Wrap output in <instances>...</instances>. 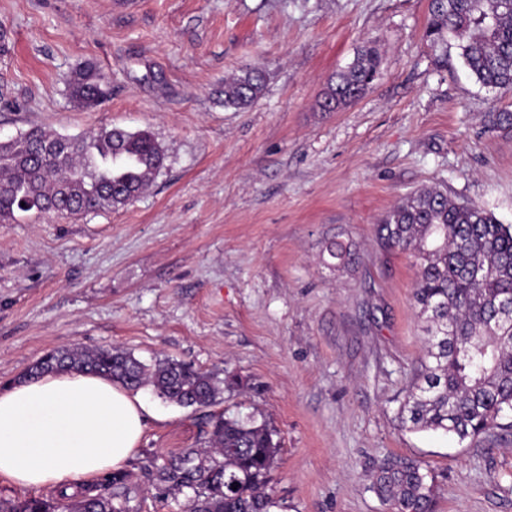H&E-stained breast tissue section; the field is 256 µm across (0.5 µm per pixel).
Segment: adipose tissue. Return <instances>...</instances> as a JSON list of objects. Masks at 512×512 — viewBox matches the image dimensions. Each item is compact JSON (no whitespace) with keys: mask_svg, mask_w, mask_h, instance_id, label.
Segmentation results:
<instances>
[{"mask_svg":"<svg viewBox=\"0 0 512 512\" xmlns=\"http://www.w3.org/2000/svg\"><path fill=\"white\" fill-rule=\"evenodd\" d=\"M149 412L123 386L61 372L0 387V477L21 488L74 493L122 469Z\"/></svg>","mask_w":512,"mask_h":512,"instance_id":"adipose-tissue-1","label":"adipose tissue"}]
</instances>
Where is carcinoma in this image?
I'll return each mask as SVG.
<instances>
[{"label":"carcinoma","instance_id":"1","mask_svg":"<svg viewBox=\"0 0 512 512\" xmlns=\"http://www.w3.org/2000/svg\"><path fill=\"white\" fill-rule=\"evenodd\" d=\"M439 50L454 40L465 66L481 85L512 87V0H430L425 32ZM371 47L328 82L319 106L335 112L361 96L378 73ZM100 71L91 64L68 80L71 100L99 104ZM264 91V74L245 66L224 79V106L244 110ZM165 154L145 130L121 127L66 138L36 128L0 145V223L18 213L112 210L150 186ZM381 246L417 259L415 301L426 323L421 368L406 391L401 417L413 430H441L460 440L494 428H512V225L485 209L457 202L437 188L417 191L391 208L377 228ZM336 265L355 261L350 245L327 246ZM89 372L128 389L150 386L184 407H211L223 399L224 380L180 361L148 366L131 352L73 345L46 353L25 376ZM508 423H502V420ZM206 447L186 448L159 464L148 459L153 484L182 494L185 512H268V475L278 453L273 430L251 417L210 414ZM377 492L397 512H434V485L417 460H385ZM129 475L120 470L84 484L72 495L0 498V512H126Z\"/></svg>","mask_w":512,"mask_h":512}]
</instances>
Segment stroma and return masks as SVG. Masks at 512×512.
I'll use <instances>...</instances> for the list:
<instances>
[{
	"instance_id": "1",
	"label": "stroma",
	"mask_w": 512,
	"mask_h": 512,
	"mask_svg": "<svg viewBox=\"0 0 512 512\" xmlns=\"http://www.w3.org/2000/svg\"><path fill=\"white\" fill-rule=\"evenodd\" d=\"M429 0H0V136L153 133L165 166L130 204L0 224V386L46 352L112 346L225 378L221 411L279 445L269 512H392L377 464L423 461L436 512H512V432H413L398 408L423 355L411 253L375 226L439 187L512 224V91L481 86L456 45L436 67ZM373 45L365 93L335 112L329 78ZM90 62L111 94L66 92ZM262 97L225 108L226 77ZM356 263L336 266L330 242ZM155 411L125 469L130 512H180L147 457L200 447L205 409L140 389ZM264 91V74L245 66L224 80V106L244 110L256 103Z\"/></svg>"
}]
</instances>
